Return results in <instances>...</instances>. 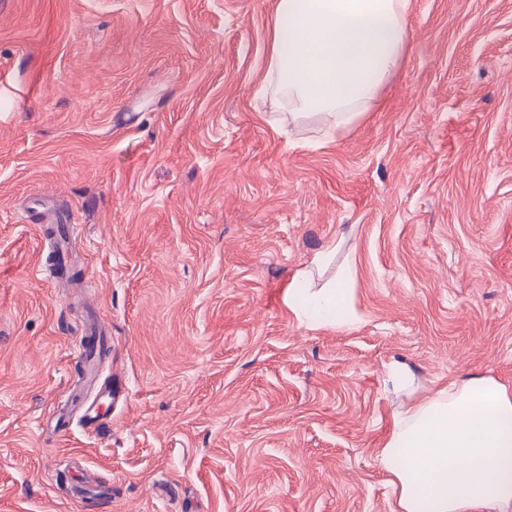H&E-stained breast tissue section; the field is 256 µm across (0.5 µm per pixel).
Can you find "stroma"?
<instances>
[{
    "mask_svg": "<svg viewBox=\"0 0 512 512\" xmlns=\"http://www.w3.org/2000/svg\"><path fill=\"white\" fill-rule=\"evenodd\" d=\"M274 5L0 0V512H88L82 479L112 512H391L375 451L407 399L512 388V0H412L401 69L325 144L255 94ZM302 269L358 320H298Z\"/></svg>",
    "mask_w": 512,
    "mask_h": 512,
    "instance_id": "obj_1",
    "label": "stroma"
}]
</instances>
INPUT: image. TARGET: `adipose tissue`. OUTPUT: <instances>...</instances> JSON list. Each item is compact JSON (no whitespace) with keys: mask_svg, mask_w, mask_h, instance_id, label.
Listing matches in <instances>:
<instances>
[{"mask_svg":"<svg viewBox=\"0 0 512 512\" xmlns=\"http://www.w3.org/2000/svg\"><path fill=\"white\" fill-rule=\"evenodd\" d=\"M411 0H276L271 54L258 96L277 89L273 127L317 117L325 138L355 125L405 56ZM306 273L285 303L310 328L354 318L345 292H310ZM392 512H512V392L473 376L395 413L375 454Z\"/></svg>","mask_w":512,"mask_h":512,"instance_id":"ef3b65f1","label":"adipose tissue"}]
</instances>
